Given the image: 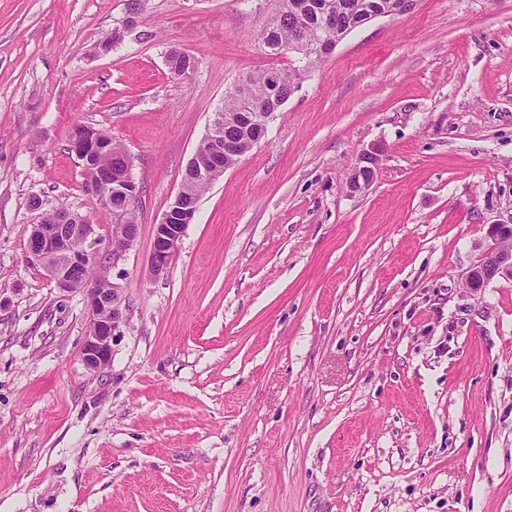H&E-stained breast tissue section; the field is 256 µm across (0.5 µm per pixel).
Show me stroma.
<instances>
[{
    "label": "stroma",
    "mask_w": 512,
    "mask_h": 512,
    "mask_svg": "<svg viewBox=\"0 0 512 512\" xmlns=\"http://www.w3.org/2000/svg\"><path fill=\"white\" fill-rule=\"evenodd\" d=\"M274 9L0 0V512H512V280L465 285L512 212V0H419L353 31L149 274L225 93L294 62L258 47ZM77 124L123 144L141 186L98 373L82 293L26 259L33 196L110 222ZM371 148L377 178L351 193ZM378 155L377 150H368L360 154L357 162L352 167L349 177L350 181L348 180L351 193H365L372 186L378 168V164L376 163V161H378ZM365 163L374 164V169L370 176H366L362 173L363 169L366 168ZM184 184L170 202L160 222L155 224V237L150 260V271L159 277L166 271L173 255L178 250L187 224L194 219L197 203H185Z\"/></svg>",
    "instance_id": "obj_1"
}]
</instances>
